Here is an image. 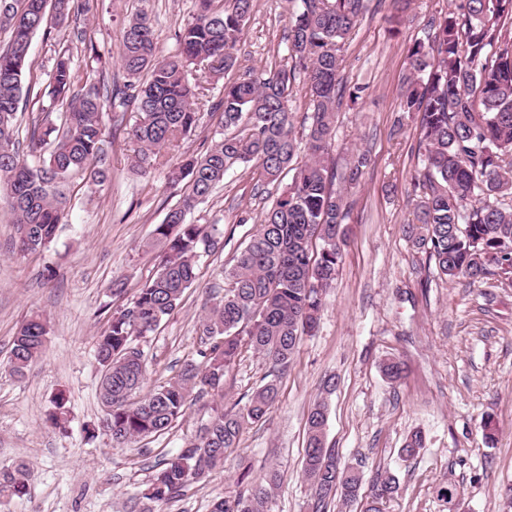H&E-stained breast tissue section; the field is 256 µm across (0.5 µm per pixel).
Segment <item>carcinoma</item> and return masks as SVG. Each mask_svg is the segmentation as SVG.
<instances>
[{
    "instance_id": "carcinoma-1",
    "label": "carcinoma",
    "mask_w": 512,
    "mask_h": 512,
    "mask_svg": "<svg viewBox=\"0 0 512 512\" xmlns=\"http://www.w3.org/2000/svg\"><path fill=\"white\" fill-rule=\"evenodd\" d=\"M196 0L194 20L177 35L173 55L158 51L155 30L140 13L123 27L120 66L128 80L112 85L80 75L69 46L52 44V65L43 95L65 107L59 125L42 120L30 129L29 152L44 145L48 153L28 162L20 150L19 102L29 67L31 40L48 17L59 22L89 9V0H0V29L9 33L0 49V192L8 197L23 253L42 250L65 218L60 190L73 173L103 182L104 112L120 99L139 113L132 130L133 167L141 172L160 164L162 151L192 132L199 109L220 112L223 130L204 155L189 157L171 171L188 192L166 213L153 235L164 242L157 276L126 307L113 312L96 336L101 376L100 398L113 443L162 434L186 413L194 396H213L209 420L174 457L162 463L139 500L167 504L205 481L224 465L249 425L264 421L278 396L276 381L258 387L243 408L224 410V376L248 351L265 356L273 370L288 366L302 338L318 326L322 293L336 279L349 216L344 195L334 188L330 156L336 118L343 98L340 51L356 28L363 0H295L288 25L291 65L267 76L248 74L224 84L211 96L209 79L239 66L236 54L250 19L253 0ZM428 43L414 45L399 111L420 114L418 152L422 169L414 190L416 223L404 226L413 247L427 255L438 275L474 286L490 277L512 278V0H459L455 9L433 19ZM307 77V154L299 158L291 96L297 74ZM370 159L352 155L341 179L356 185ZM255 164L259 179L288 183L263 213L246 246L224 272V296L205 313L203 361L189 362L179 375L145 398L132 393L146 379L134 339L154 332L178 307L196 279L195 258L204 240H214L215 224L187 220L235 167ZM47 320L25 319L13 338L7 368L22 377L43 353ZM384 376L400 381L404 364L388 359ZM327 406L317 403L308 415L302 471L311 482L308 512H329L330 504L361 501V512H382L380 505L398 492L395 476L379 473L362 495L363 475L339 467L336 449L326 445ZM425 447L414 431L401 454L412 458ZM28 468H0V498L26 491ZM278 472L263 481L238 485L216 500L211 512H274Z\"/></svg>"
}]
</instances>
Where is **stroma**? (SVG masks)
I'll return each mask as SVG.
<instances>
[{"label":"stroma","mask_w":512,"mask_h":512,"mask_svg":"<svg viewBox=\"0 0 512 512\" xmlns=\"http://www.w3.org/2000/svg\"><path fill=\"white\" fill-rule=\"evenodd\" d=\"M451 0H367L366 10L343 48L346 89L364 87L358 103L344 102L336 122L332 156L344 167L368 150L371 162L358 186L344 187L350 213L343 262L323 295L320 328L305 338L286 369L273 372L260 354L247 352L224 379V405L245 404L275 375L278 397L265 421L249 426L237 448L207 481L155 512H211L212 503L236 490L240 476L261 480L277 468L275 512H306L309 483L302 474L307 416L326 401V442L341 466L363 473L371 487L378 472L399 480L385 512H512L503 490L512 483V282L491 278L475 286L431 277L425 253L408 242L413 223L409 197L421 169L419 123L395 128L408 53L429 39L432 17ZM290 0H254L239 46L240 68L255 73L288 64ZM152 21L161 54L177 51L178 32L194 18V0H93L79 19L104 60V74L121 84L120 31L133 15ZM71 42L77 68L89 53L69 27L49 24L31 43V71L43 76L50 39ZM135 112L116 108L104 117L107 179L96 185L73 175L66 186L64 224L44 250L15 247L14 218L0 198V467L29 466L27 492L0 503V512H131L134 498L165 459L177 454L210 416L211 398L194 400L166 434L112 445L101 422V370L95 338L109 314L133 301L153 278L164 246L153 230L185 193L170 184L167 166L140 174L131 167ZM275 186L259 182L254 167L228 171L212 195L191 214L197 224L218 223L216 249L200 252L197 280L180 305L152 334L137 339L147 367L145 389L200 361L205 345L200 322L224 294V271L245 246L275 198ZM122 285L113 296V285ZM34 313L49 322L46 349L16 378L5 367L18 325ZM396 358L408 366L400 382L380 366ZM336 389L325 394L323 383ZM67 398L65 429L49 416L57 394ZM492 419L494 441L481 423ZM426 443L415 459L400 449L413 431ZM454 484L456 503L439 489Z\"/></svg>","instance_id":"stroma-1"}]
</instances>
